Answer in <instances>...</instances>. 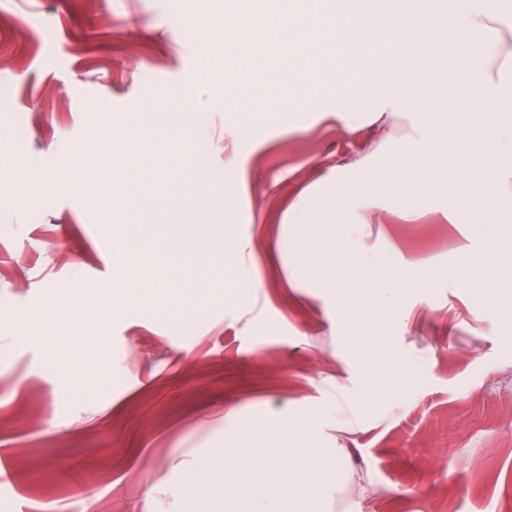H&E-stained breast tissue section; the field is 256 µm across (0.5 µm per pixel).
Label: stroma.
Wrapping results in <instances>:
<instances>
[{
	"mask_svg": "<svg viewBox=\"0 0 512 512\" xmlns=\"http://www.w3.org/2000/svg\"><path fill=\"white\" fill-rule=\"evenodd\" d=\"M274 0H0V454L11 464L0 512H224L185 490L218 476L233 427L275 448L301 428L338 461L321 512H500L512 501V286L483 292L453 278L402 288L361 321L289 252L298 193L323 196L369 133L390 160L415 115L381 107L336 115L335 85L305 105L260 107L246 79L311 83L287 43L228 53L224 12ZM167 112L158 113L154 104ZM139 122L144 284L113 298L112 236L124 185L85 190L70 155L113 167L91 133ZM24 169H17V161ZM164 178H156V171ZM55 174L57 188L31 183ZM196 212L177 211L181 198ZM381 221L354 228L363 250L414 274L481 240L472 216L438 217L447 198H419L417 221L384 197ZM237 248L244 296L224 297V242ZM81 308L59 345L33 320ZM386 340L383 364L407 380L370 383L362 349Z\"/></svg>",
	"mask_w": 512,
	"mask_h": 512,
	"instance_id": "35a3bbf8",
	"label": "stroma"
}]
</instances>
